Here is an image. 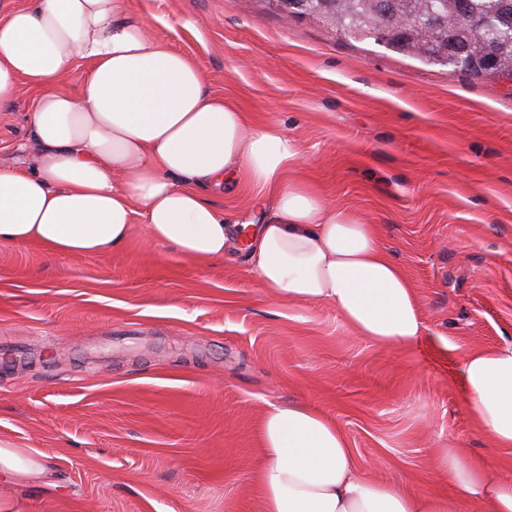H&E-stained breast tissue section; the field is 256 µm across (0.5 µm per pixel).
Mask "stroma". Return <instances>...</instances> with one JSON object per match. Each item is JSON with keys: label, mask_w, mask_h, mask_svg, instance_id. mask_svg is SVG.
<instances>
[{"label": "stroma", "mask_w": 512, "mask_h": 512, "mask_svg": "<svg viewBox=\"0 0 512 512\" xmlns=\"http://www.w3.org/2000/svg\"><path fill=\"white\" fill-rule=\"evenodd\" d=\"M208 89L278 125L297 178L383 227L421 334L374 346L334 309L271 299L241 256L208 264L143 231L117 253L0 248V438L39 450L51 482L0 484L7 512H260L256 420L299 402L334 419L362 467L457 500L433 467L464 449L512 479V452L470 416L463 351L512 347V82L336 37L265 0H128ZM36 91L0 112V165L30 142ZM254 187L204 194L255 220Z\"/></svg>", "instance_id": "obj_1"}]
</instances>
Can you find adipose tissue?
<instances>
[{"mask_svg": "<svg viewBox=\"0 0 512 512\" xmlns=\"http://www.w3.org/2000/svg\"><path fill=\"white\" fill-rule=\"evenodd\" d=\"M128 0H0V109L37 90L23 166L0 167V247L62 256L116 251L136 226L196 262L234 239L258 287L336 310L364 341L407 348L421 331L414 290L380 225L360 222L291 176L295 143L206 88L197 65L157 40ZM87 69L78 91L63 76ZM257 188L261 223H226L203 189L238 177ZM467 406L497 448L512 449V347L462 356ZM434 466L462 501L512 512V480L491 479L456 448ZM39 451L0 439V478L43 479ZM254 482L261 512H448L365 472L346 434L299 403L259 418Z\"/></svg>", "mask_w": 512, "mask_h": 512, "instance_id": "obj_1", "label": "adipose tissue"}]
</instances>
